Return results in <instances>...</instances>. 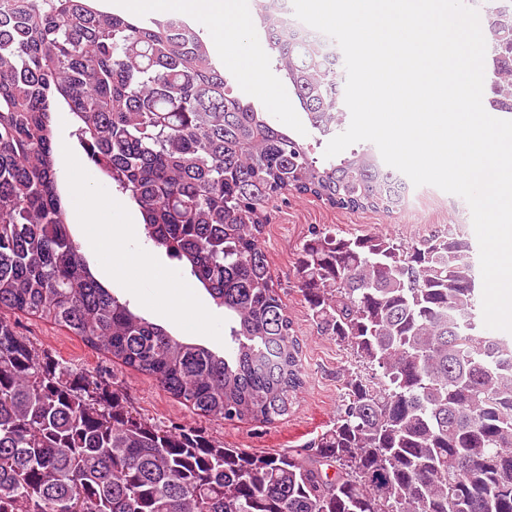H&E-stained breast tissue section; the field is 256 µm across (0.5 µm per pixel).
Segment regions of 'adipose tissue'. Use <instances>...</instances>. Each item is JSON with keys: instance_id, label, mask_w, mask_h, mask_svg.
I'll return each mask as SVG.
<instances>
[{"instance_id": "ef3b65f1", "label": "adipose tissue", "mask_w": 512, "mask_h": 512, "mask_svg": "<svg viewBox=\"0 0 512 512\" xmlns=\"http://www.w3.org/2000/svg\"><path fill=\"white\" fill-rule=\"evenodd\" d=\"M117 8L130 15L166 12L180 17L209 14L219 32L213 39L214 48L224 57H231L234 40L247 27L250 12L248 0H114ZM136 225L125 224L96 237L82 239L84 248L92 252L104 272H112L120 264L128 263L129 255L123 243L133 237Z\"/></svg>"}]
</instances>
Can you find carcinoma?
I'll use <instances>...</instances> for the list:
<instances>
[{
	"label": "carcinoma",
	"instance_id": "1",
	"mask_svg": "<svg viewBox=\"0 0 512 512\" xmlns=\"http://www.w3.org/2000/svg\"><path fill=\"white\" fill-rule=\"evenodd\" d=\"M260 22L313 128L345 124L330 57ZM490 103L512 112V0H485ZM147 241L183 264L231 325L220 354L138 314L91 272L59 187L54 108ZM295 191L391 213L407 187L370 147L320 163L234 94L194 29L94 0H24L0 20V512H512V340L479 333L472 244L315 228L297 273L347 372L336 418L301 450L257 454L173 429L121 390L37 352L9 314L55 324L151 376L196 415L271 425L303 384L300 345L263 239Z\"/></svg>",
	"mask_w": 512,
	"mask_h": 512
}]
</instances>
